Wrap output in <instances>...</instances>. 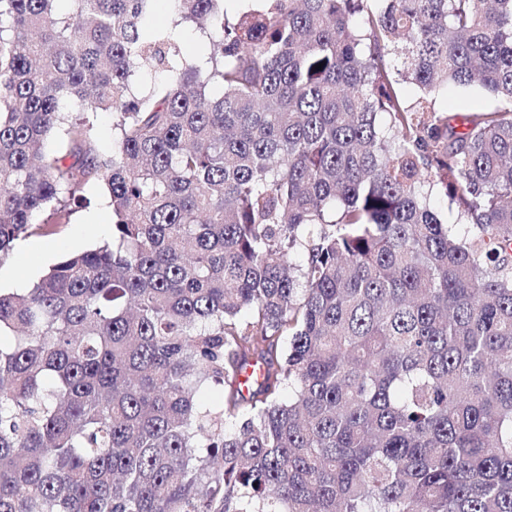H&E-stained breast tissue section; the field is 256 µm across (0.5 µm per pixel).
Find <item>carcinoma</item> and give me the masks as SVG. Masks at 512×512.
<instances>
[{
    "label": "carcinoma",
    "instance_id": "carcinoma-1",
    "mask_svg": "<svg viewBox=\"0 0 512 512\" xmlns=\"http://www.w3.org/2000/svg\"><path fill=\"white\" fill-rule=\"evenodd\" d=\"M154 2L0 0V512H512V0ZM490 103L489 96L478 88L448 87L436 93V107L447 111L453 123L455 115L487 107ZM89 202L72 206L66 224L33 229L20 238L1 265L2 291H22L30 288L49 267L62 258L95 248L112 238V207L100 184H90L83 192Z\"/></svg>",
    "mask_w": 512,
    "mask_h": 512
}]
</instances>
